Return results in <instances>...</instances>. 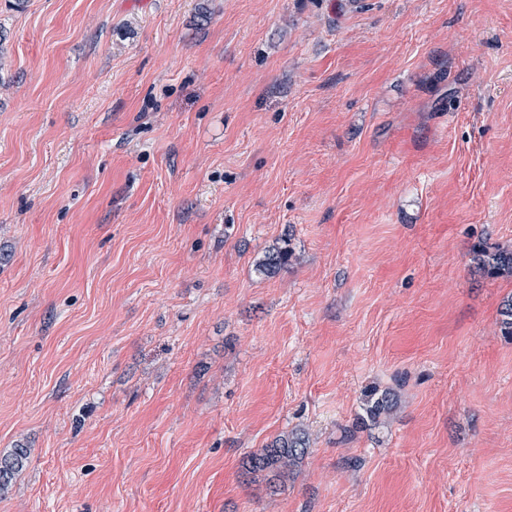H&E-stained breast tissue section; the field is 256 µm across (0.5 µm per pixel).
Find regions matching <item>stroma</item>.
Segmentation results:
<instances>
[{"label": "stroma", "mask_w": 512, "mask_h": 512, "mask_svg": "<svg viewBox=\"0 0 512 512\" xmlns=\"http://www.w3.org/2000/svg\"><path fill=\"white\" fill-rule=\"evenodd\" d=\"M480 239L512 0H0V512H512ZM304 441L298 436H284L276 439L270 448H264L259 453H254L249 458V468L253 471L278 469L279 475H285L288 471V464L298 456L303 455ZM26 456V448H14L13 453L0 457V489L22 469Z\"/></svg>", "instance_id": "obj_1"}]
</instances>
